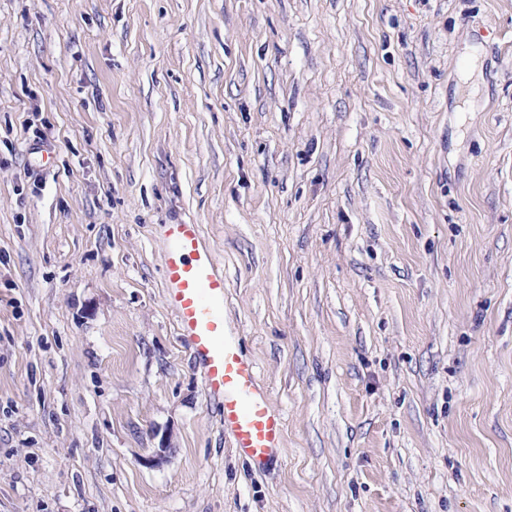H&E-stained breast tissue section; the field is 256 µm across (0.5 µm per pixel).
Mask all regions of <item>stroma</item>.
<instances>
[{"label":"stroma","instance_id":"stroma-1","mask_svg":"<svg viewBox=\"0 0 512 512\" xmlns=\"http://www.w3.org/2000/svg\"><path fill=\"white\" fill-rule=\"evenodd\" d=\"M180 223L266 468L165 305ZM0 512H512V0H0ZM164 298L179 335L191 345L206 389L220 397L224 431L239 455L264 467L282 446L284 423L224 326V273L202 239L200 225L167 224Z\"/></svg>","mask_w":512,"mask_h":512}]
</instances>
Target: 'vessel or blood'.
Returning a JSON list of instances; mask_svg holds the SVG:
<instances>
[{"label": "vessel or blood", "mask_w": 512, "mask_h": 512, "mask_svg": "<svg viewBox=\"0 0 512 512\" xmlns=\"http://www.w3.org/2000/svg\"><path fill=\"white\" fill-rule=\"evenodd\" d=\"M165 236L166 305L191 346L206 389L223 401L224 429L234 448L255 466H265L282 446L284 423L255 364L225 330L224 273L199 225L169 224Z\"/></svg>", "instance_id": "b4317fda"}]
</instances>
